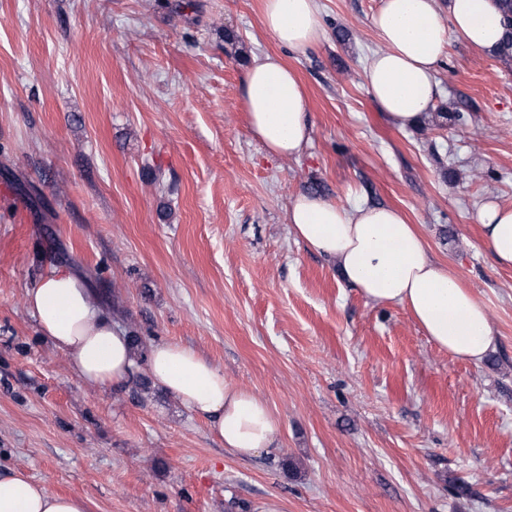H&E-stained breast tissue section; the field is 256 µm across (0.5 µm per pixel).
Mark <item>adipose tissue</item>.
<instances>
[{
    "label": "adipose tissue",
    "mask_w": 512,
    "mask_h": 512,
    "mask_svg": "<svg viewBox=\"0 0 512 512\" xmlns=\"http://www.w3.org/2000/svg\"><path fill=\"white\" fill-rule=\"evenodd\" d=\"M262 23L276 43L302 52L325 36L318 0H262ZM381 46L364 68L371 100L397 128L416 126L440 96L437 73L451 38L496 51L505 28L496 0H382L373 18ZM248 131L273 157H300L312 122L303 82L277 54L255 58L242 81ZM484 245L512 267V207L493 201L478 209ZM295 238L335 264L342 281L367 299L404 307L441 349L482 363L498 338L484 304L448 267L433 260L414 225L395 207L343 206L299 194L288 211ZM42 336L69 359L85 382L119 388L134 372L201 417L210 434L239 456L277 450L280 423L254 393L227 380L193 348L159 341L139 351L101 309L85 280L52 266L27 293ZM0 512H89L87 500L49 493L23 471L0 474Z\"/></svg>",
    "instance_id": "adipose-tissue-1"
}]
</instances>
